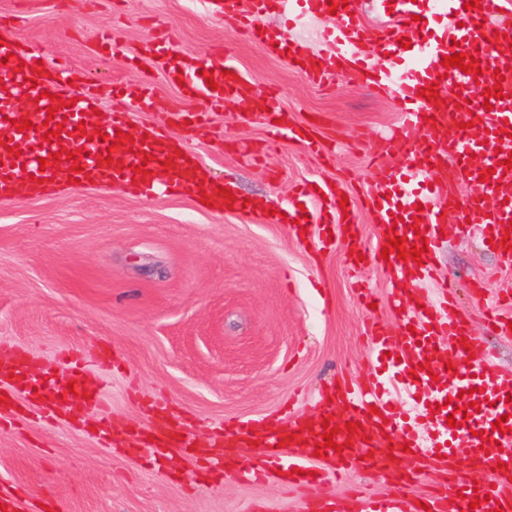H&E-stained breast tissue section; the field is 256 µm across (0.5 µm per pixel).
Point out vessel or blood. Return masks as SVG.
Wrapping results in <instances>:
<instances>
[{"mask_svg": "<svg viewBox=\"0 0 512 512\" xmlns=\"http://www.w3.org/2000/svg\"><path fill=\"white\" fill-rule=\"evenodd\" d=\"M502 0H480L476 9H465V0H377L381 11L391 12L395 25L375 27L355 13V5L330 11L327 0H210L213 13L225 21L247 27L251 41L269 54L288 61L304 62L309 80L321 87L334 81L337 72L354 68L364 74L367 86L376 92H391L398 122L386 136L377 139L369 157L379 188L372 193L369 209L381 228L395 229L408 243L426 238L428 253L422 263L382 258L386 238L351 257V266L366 260L379 265L389 275V301L398 311L400 326L390 332L376 322L366 325L365 335L372 362L378 372L362 384H344L330 389L329 402L312 415H296L277 424L265 420H245L225 428L221 446H259V459L241 465L245 477L258 479L265 473V458L289 451L293 472L286 482L306 504V512H363L367 498L361 486L336 501H324L318 491L321 475L315 474L313 452L323 443V422L340 425L335 437L342 452L327 449L324 461H337L335 477L347 479L351 468L395 473L399 460L410 458L426 463L435 458L454 459L457 448L468 451L475 469L492 473L496 489H473L457 469L429 494L417 497L401 491L399 505L410 512H512V376L489 368L491 352L481 337L473 334L469 318L456 306L448 290H438L423 305L409 303L407 286L422 287L436 278L434 255L438 240L456 235L460 225L478 227L483 239L492 240L500 265L512 267V250L502 239L512 226V169L505 164L512 156V25L494 22ZM278 12L296 21L320 16L329 22L323 40L329 54L305 56L287 36L272 38L251 28L254 15ZM409 47H402V40ZM146 51L155 56V65L171 82L182 85L184 94L205 101L206 109L177 111V137H169L158 127L142 126L133 145L117 144L115 134L128 128L130 111L150 112L155 96L148 82L122 85L113 91L112 109L102 127V136L90 139L78 129L96 101L93 95H78L71 107L48 113L52 96H65L69 82L78 72L60 63L50 74H37V57L21 58L15 42L0 44V130L8 137L0 144V199H25L51 192L77 176L89 185H118L131 194L149 199L171 189L197 198L219 197V184L207 180L189 144L208 126L212 112L225 100L251 93L250 83L240 76L239 67L224 47L210 49L206 58L177 55L168 31L157 32L147 42ZM476 56L482 76L445 68L441 60L454 54ZM216 73L217 89L205 83L208 73ZM501 86L500 99H486L484 91ZM436 87L439 103L422 98L424 88ZM265 107L269 137L263 144L243 141L241 155L258 161L275 152L281 135L307 140L306 127L289 120L272 94L259 96ZM28 117L32 127L18 131L14 123ZM54 118L64 126L60 143H48L45 121ZM428 133L430 146L411 151L421 133ZM77 153V161H52L60 148ZM412 154L411 166L393 165L395 157ZM484 156L482 165H473V156ZM146 173H139V166ZM488 181H481V173ZM466 181L471 192L460 197L454 184ZM343 190L334 185L307 183L301 186L284 215L267 216V223L288 221L291 233H299L303 215H318L320 223L332 225L344 242H352L358 231L356 216L347 215L340 205ZM475 292L483 299L484 320L500 335L512 334V297L486 301L487 288L477 282ZM69 368L75 391L62 398L44 399V414L73 413L76 407L98 404L99 392H87L83 368L87 354L68 350L62 355ZM34 371L25 350L0 341V422L18 419L24 397L30 396L29 381ZM404 382L413 401L405 408L389 397L393 379ZM430 419L433 433L421 432L419 418ZM505 418L507 433L493 424ZM361 423L360 432L346 430L347 422ZM103 434L122 445L151 444L161 450L180 447L191 450V432L177 427L131 429L124 423H105ZM479 495V507L469 498Z\"/></svg>", "mask_w": 512, "mask_h": 512, "instance_id": "1", "label": "vessel or blood"}]
</instances>
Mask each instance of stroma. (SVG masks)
<instances>
[{
  "instance_id": "stroma-1",
  "label": "stroma",
  "mask_w": 512,
  "mask_h": 512,
  "mask_svg": "<svg viewBox=\"0 0 512 512\" xmlns=\"http://www.w3.org/2000/svg\"><path fill=\"white\" fill-rule=\"evenodd\" d=\"M267 30L286 31L310 54L326 53L323 23L306 17L286 27L279 13L260 17ZM169 27L178 48L204 56L217 43L237 58L254 91L275 93L291 121L311 125L325 157L286 141L264 163L243 160L236 143L267 136L261 119H245L249 104L229 100L212 113L194 152L215 178L232 179L246 198L287 203L302 181L342 184L355 198L357 245L372 248L381 227L366 208L376 174L366 153L368 133L396 122L389 95L361 77L338 75L333 87L313 86L288 62L267 56L207 0H0V38L17 40L47 66L71 65L92 84L99 110L109 113L114 88L151 78L156 108L134 112L135 126L164 124L171 111L197 107L156 71L143 47ZM125 55L99 52L103 35ZM321 225L304 238L287 225L254 214H230L166 193L142 199L122 188L72 186L24 200H0V339L26 348L37 371L54 368L61 351L96 342L113 359L91 362L86 380L102 390L101 407L55 423L23 421L0 428V478L29 495L54 494L56 512H300L271 458L270 477L253 483L235 472L201 469L172 448L108 445L105 417L148 426L142 397L162 395L170 417L187 424L208 447L224 424L244 417L281 418L285 404L304 415L321 406L336 376L360 382L375 370L363 334L368 316L388 330L397 319L382 269L350 273L346 244H320ZM471 226L443 243L434 263L474 333L493 353L491 367L512 372V336L486 331L473 287L498 269L491 293L512 291V269ZM380 304L368 312L356 281Z\"/></svg>"
}]
</instances>
